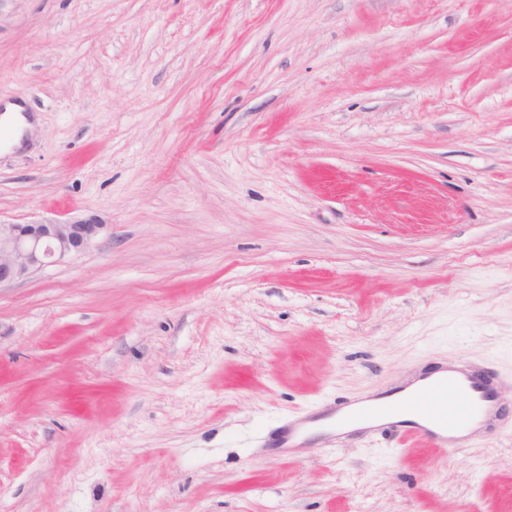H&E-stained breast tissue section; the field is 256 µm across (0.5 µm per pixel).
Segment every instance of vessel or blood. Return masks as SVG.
Instances as JSON below:
<instances>
[{"label":"vessel or blood","mask_w":512,"mask_h":512,"mask_svg":"<svg viewBox=\"0 0 512 512\" xmlns=\"http://www.w3.org/2000/svg\"><path fill=\"white\" fill-rule=\"evenodd\" d=\"M498 396L485 372L450 367L426 385L400 397L375 395L365 403H349L336 414V424L348 427L364 421L389 422L411 416L404 434L421 438L436 448H447L448 435L468 430L475 422L492 418Z\"/></svg>","instance_id":"1"}]
</instances>
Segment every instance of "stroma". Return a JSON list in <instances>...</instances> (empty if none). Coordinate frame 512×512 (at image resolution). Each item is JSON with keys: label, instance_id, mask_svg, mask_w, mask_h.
I'll return each instance as SVG.
<instances>
[{"label": "stroma", "instance_id": "35a3bbf8", "mask_svg": "<svg viewBox=\"0 0 512 512\" xmlns=\"http://www.w3.org/2000/svg\"><path fill=\"white\" fill-rule=\"evenodd\" d=\"M0 512H512V0H0ZM465 361L458 450L290 420ZM96 216L16 224L0 220V286L82 254L105 232Z\"/></svg>", "mask_w": 512, "mask_h": 512}]
</instances>
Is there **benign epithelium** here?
I'll list each match as a JSON object with an SVG mask.
<instances>
[{
	"label": "benign epithelium",
	"instance_id": "7a95c632",
	"mask_svg": "<svg viewBox=\"0 0 512 512\" xmlns=\"http://www.w3.org/2000/svg\"><path fill=\"white\" fill-rule=\"evenodd\" d=\"M106 228L94 215L65 221L42 218L26 224L0 221V285L82 254Z\"/></svg>",
	"mask_w": 512,
	"mask_h": 512
}]
</instances>
